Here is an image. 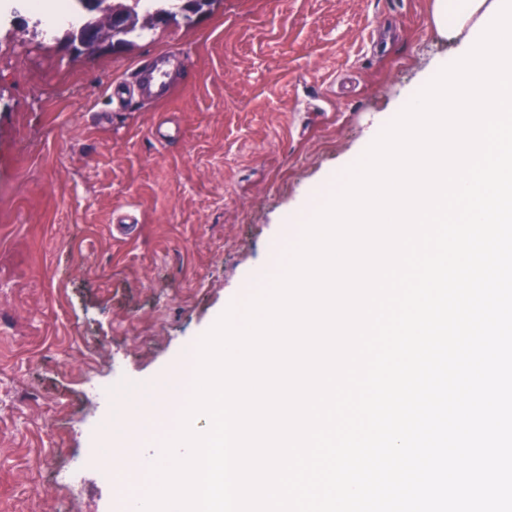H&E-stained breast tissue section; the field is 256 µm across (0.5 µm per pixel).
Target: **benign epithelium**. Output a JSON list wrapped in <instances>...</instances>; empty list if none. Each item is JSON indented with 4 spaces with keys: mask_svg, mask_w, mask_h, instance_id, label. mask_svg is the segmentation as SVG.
I'll return each instance as SVG.
<instances>
[{
    "mask_svg": "<svg viewBox=\"0 0 512 512\" xmlns=\"http://www.w3.org/2000/svg\"><path fill=\"white\" fill-rule=\"evenodd\" d=\"M86 13L98 14L105 18V25L100 27L93 23L76 34L74 40L64 43V48L73 54L117 53L123 49L119 34L131 24L129 18L120 8L112 6L111 0H90L84 6Z\"/></svg>",
    "mask_w": 512,
    "mask_h": 512,
    "instance_id": "7a95c632",
    "label": "benign epithelium"
}]
</instances>
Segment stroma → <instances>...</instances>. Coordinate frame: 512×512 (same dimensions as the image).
I'll use <instances>...</instances> for the list:
<instances>
[{
	"instance_id": "obj_1",
	"label": "stroma",
	"mask_w": 512,
	"mask_h": 512,
	"mask_svg": "<svg viewBox=\"0 0 512 512\" xmlns=\"http://www.w3.org/2000/svg\"><path fill=\"white\" fill-rule=\"evenodd\" d=\"M432 0H217L120 54L75 57L0 0V512H117L86 450L262 289L292 218L458 40ZM171 94L112 111L167 51ZM83 479L74 500L46 462Z\"/></svg>"
}]
</instances>
